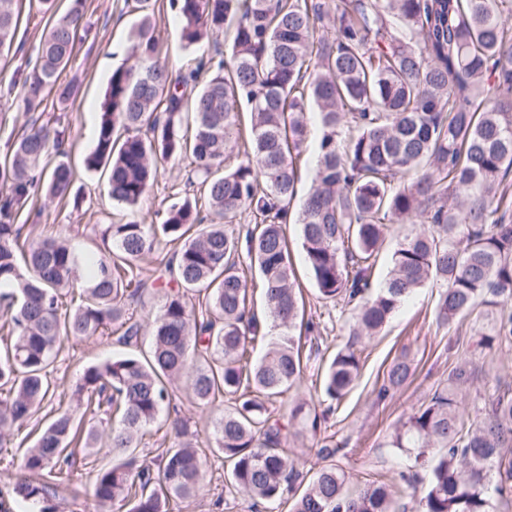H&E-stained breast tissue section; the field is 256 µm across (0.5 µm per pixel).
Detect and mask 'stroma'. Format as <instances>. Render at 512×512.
Here are the masks:
<instances>
[{"label":"stroma","mask_w":512,"mask_h":512,"mask_svg":"<svg viewBox=\"0 0 512 512\" xmlns=\"http://www.w3.org/2000/svg\"><path fill=\"white\" fill-rule=\"evenodd\" d=\"M151 8L159 20L158 36L161 58L173 70L186 67L194 50L185 48L181 26L169 6V0H151ZM19 27L15 44L8 55L0 57V165L8 161L11 143L26 129L31 115L26 112L19 93L20 73L34 55L49 20L30 0H20ZM134 15L127 12L124 0H88L83 20L89 28L87 39L78 41L67 67L59 76L60 83H77L79 95L68 104H60L55 96L45 98L43 119H59L65 132L68 160L75 171L73 191L82 199L80 207L70 201L35 203L18 218L32 237H44L67 227L73 244L82 252L99 253L102 246L101 227L122 224L136 218L143 224H158L167 206L175 198L197 195L200 174L187 161L162 162L160 173L149 195L132 210L113 205L107 181L97 170L87 169L85 157L92 151L99 124L100 107L114 67L132 60L130 31ZM288 249L293 264L296 286L305 301L306 314L320 320L323 330L317 348L304 350L307 364L301 385L291 388L273 405L275 414H283L289 401L322 403L319 383L325 365L346 344L354 324L351 311L327 310L317 297L311 279L297 224L288 226ZM440 290L425 287L405 301L375 336L362 344L360 374L348 395L334 413L321 424L320 435L303 433L287 445L305 477H312L322 460L318 455L321 439L333 437L341 447L333 464L344 469L351 485L366 480L395 484L396 500L401 512H417L421 490L400 481L399 474L413 461L392 448L390 442L412 409L429 401L435 390L448 383V373L461 361H469L471 380L458 394L460 408L469 420L480 416L488 398L499 391L512 389V348L478 347L479 332L486 319L487 308L476 305L472 312L445 326L437 319ZM115 337L97 336L88 340H66L54 359L51 380L56 399L72 403L80 370L90 363L123 353ZM412 360L415 372L408 383L385 399H377L374 389L392 360L398 356ZM22 434H15L0 445V499L11 512H25L24 503L15 501L11 487L21 476ZM77 465L60 503L59 512H96L93 488L83 451H76ZM203 480L196 497L182 503V512H252L247 495L228 496L224 484L229 465L222 456L204 450Z\"/></svg>","instance_id":"obj_1"}]
</instances>
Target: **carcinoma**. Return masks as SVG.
<instances>
[{
	"instance_id": "carcinoma-1",
	"label": "carcinoma",
	"mask_w": 512,
	"mask_h": 512,
	"mask_svg": "<svg viewBox=\"0 0 512 512\" xmlns=\"http://www.w3.org/2000/svg\"><path fill=\"white\" fill-rule=\"evenodd\" d=\"M16 4L0 0V52L15 41ZM124 6L139 14L136 63L112 71L86 166L104 169L112 202L132 208L157 180L158 161L187 160L202 176L208 215L184 198L160 224H109L99 256L77 250L65 228L34 239L18 215L40 198H70L74 171L60 132L36 119L11 144L0 168V318L8 330L0 338V443L54 399L60 338L116 325L117 342L131 346L142 333L131 304L146 295L160 303L148 355L83 367L73 391L81 415L60 405L27 433L22 467L35 480L12 493L34 512H55L71 444L81 441L89 457L112 455L110 466L93 469L100 507L178 512L200 489L199 432L174 419V441L152 467L139 463L137 448L186 375L198 404L225 402L209 443L230 464L225 492L271 504L303 483L284 450L295 423L315 435L325 419L305 402L286 417L268 408L303 377L302 339L320 335V324L304 319L286 235L308 110L318 109L320 134L296 223L319 299L355 315L351 340L323 375L325 395L338 402L358 377L361 340L416 290L442 288L437 318L446 325L486 295L512 292V214L501 210L500 193L512 178V0H170L185 47L229 37L226 56L196 57L178 74L161 61L148 0ZM85 11L86 0H68L42 35L20 84L26 111H39L52 91L63 102L77 95V85L57 80ZM245 112L250 140L229 165ZM412 216L428 228L398 244L385 283L372 291L387 225ZM245 218L240 235L231 225ZM161 237L178 244L173 268L170 278L149 280L140 262ZM244 255L261 275L277 330L256 363L250 347L265 335L238 271ZM481 336L485 348L511 347L512 309L499 306ZM410 374L411 363L396 359L377 398ZM469 379L466 366L454 367L449 387L412 410L392 441L416 464L442 450L418 512H497L496 498L512 489V392L489 399L468 424L456 390ZM347 481L336 465L319 467L291 512H395L393 485L351 492Z\"/></svg>"
}]
</instances>
